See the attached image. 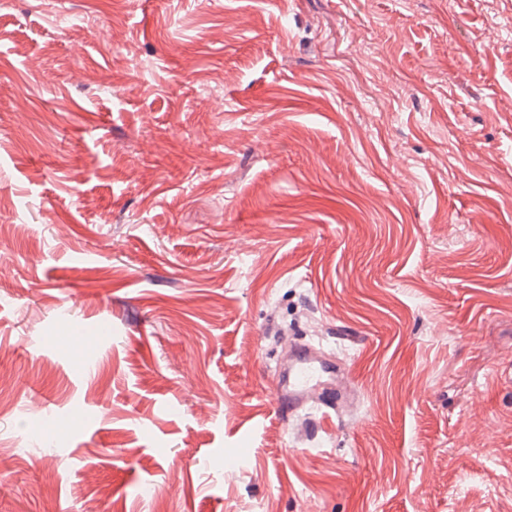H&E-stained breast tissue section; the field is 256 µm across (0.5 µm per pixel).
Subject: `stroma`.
Returning a JSON list of instances; mask_svg holds the SVG:
<instances>
[{
  "label": "stroma",
  "mask_w": 512,
  "mask_h": 512,
  "mask_svg": "<svg viewBox=\"0 0 512 512\" xmlns=\"http://www.w3.org/2000/svg\"><path fill=\"white\" fill-rule=\"evenodd\" d=\"M0 381V512H512V0H0ZM281 340L291 353L288 371L277 374L270 390L271 404L280 418L295 416L316 406L325 420L350 414L355 408L357 391L347 374L346 364L309 344L288 346V326L280 329Z\"/></svg>",
  "instance_id": "obj_1"
}]
</instances>
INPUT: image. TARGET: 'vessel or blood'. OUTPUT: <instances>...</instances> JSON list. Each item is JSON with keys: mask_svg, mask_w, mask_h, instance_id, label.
I'll return each mask as SVG.
<instances>
[{"mask_svg": "<svg viewBox=\"0 0 512 512\" xmlns=\"http://www.w3.org/2000/svg\"><path fill=\"white\" fill-rule=\"evenodd\" d=\"M289 351L288 369L278 373L270 391L279 417H293L309 406L317 407L326 420L353 411L357 391L342 360L303 343L290 345Z\"/></svg>", "mask_w": 512, "mask_h": 512, "instance_id": "b4317fda", "label": "vessel or blood"}]
</instances>
